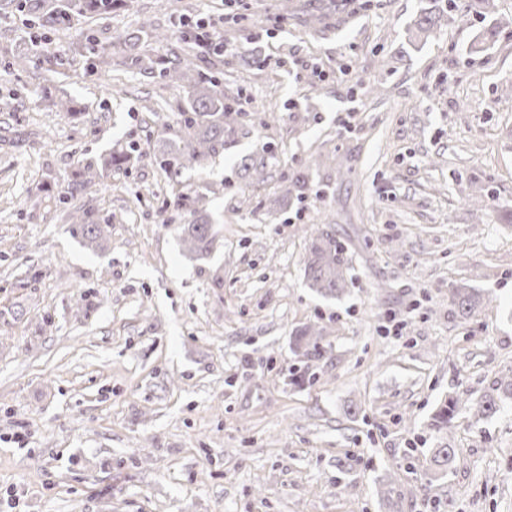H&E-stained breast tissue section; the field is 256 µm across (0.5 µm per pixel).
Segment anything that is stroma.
Listing matches in <instances>:
<instances>
[{
	"label": "stroma",
	"instance_id": "1",
	"mask_svg": "<svg viewBox=\"0 0 512 512\" xmlns=\"http://www.w3.org/2000/svg\"><path fill=\"white\" fill-rule=\"evenodd\" d=\"M430 4L129 0L89 21L102 43L160 24L169 63L182 9L225 20L204 64L251 123L190 173L217 230L196 256L152 159L187 88L119 51L89 70L77 27L52 34L53 73L8 68L31 42L0 0V512H512V404L461 414L453 469L430 464L440 403L512 375V0L425 36ZM48 75L74 111L42 100ZM131 141L146 159L74 200L110 221L91 247L59 198ZM316 224L349 260L335 299L305 282ZM462 285L482 298L467 319ZM306 325L322 357L295 350Z\"/></svg>",
	"mask_w": 512,
	"mask_h": 512
}]
</instances>
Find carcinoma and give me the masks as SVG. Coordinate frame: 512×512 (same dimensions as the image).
<instances>
[{
    "instance_id": "obj_1",
    "label": "carcinoma",
    "mask_w": 512,
    "mask_h": 512,
    "mask_svg": "<svg viewBox=\"0 0 512 512\" xmlns=\"http://www.w3.org/2000/svg\"><path fill=\"white\" fill-rule=\"evenodd\" d=\"M118 2L120 0H55L52 9L47 11L43 0H16L15 8L28 16L30 27L58 30L70 27L75 20L110 14ZM167 38L168 32H159L145 23L140 31L121 34L117 40L132 55L133 61L145 63L151 61L146 48ZM83 39L94 47L92 69L104 71L112 66V44L100 45L96 37L88 33L83 35ZM55 59L56 51L35 39L30 54L9 58L7 64L13 69L23 70L32 63L50 65ZM161 76L168 81L186 85L190 99L188 105L179 112L178 129L172 144L154 155L153 159L172 181L182 186V191L174 196L173 207L187 210L196 216L193 223L183 226L182 243L186 250L202 253L210 250L214 241L213 225L205 214L208 196L200 187L184 182L183 176L189 170L204 168L208 160L224 149V122L241 118L243 111L235 102L224 98V85L219 72L203 70L200 58L194 54H187L174 65L162 69ZM142 157L144 154L138 152L136 144L131 143L127 149L111 153L98 162L91 160L78 168L73 188L82 191L103 178L112 168L128 167ZM76 223L82 226L90 243L101 238L104 233V225L89 221L83 215L76 217ZM348 269L343 248L333 231L326 227L314 229L305 257L304 275L308 286L323 297H337L347 287ZM451 301L457 306L460 316L466 319L475 312L481 298L463 288H457L452 293ZM294 345L307 355H321L318 339L314 338L310 326L297 332ZM507 399L512 400L511 378L497 381L496 393L486 394L471 405L458 397H450L436 409L433 428L438 434L447 431L454 426L457 414L469 407L483 415L494 414ZM457 454V449L442 440L432 451L431 464L446 472L455 463Z\"/></svg>"
}]
</instances>
